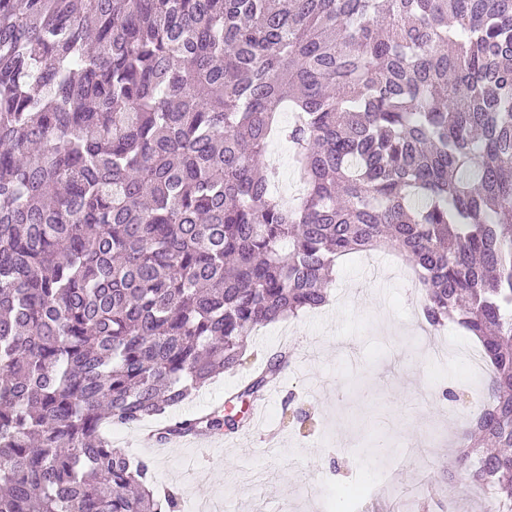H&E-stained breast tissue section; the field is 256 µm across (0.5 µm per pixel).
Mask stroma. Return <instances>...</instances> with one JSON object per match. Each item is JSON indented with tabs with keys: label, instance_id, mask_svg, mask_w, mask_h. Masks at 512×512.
Here are the masks:
<instances>
[{
	"label": "stroma",
	"instance_id": "obj_1",
	"mask_svg": "<svg viewBox=\"0 0 512 512\" xmlns=\"http://www.w3.org/2000/svg\"><path fill=\"white\" fill-rule=\"evenodd\" d=\"M408 264L394 251L337 263L329 305L256 328L245 360L170 412L181 420L223 405L282 349L293 361L249 436L192 439L180 448L150 439L147 424L112 433L133 459L150 461L158 489L212 512L283 507L322 512L335 490L364 474L377 486L354 512H478L482 498L457 463V441L489 395V374H471L464 352L479 341L448 325L418 335L423 301ZM460 401L445 400L446 390ZM320 488L304 494L303 486Z\"/></svg>",
	"mask_w": 512,
	"mask_h": 512
}]
</instances>
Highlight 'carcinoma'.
Listing matches in <instances>:
<instances>
[{"mask_svg":"<svg viewBox=\"0 0 512 512\" xmlns=\"http://www.w3.org/2000/svg\"><path fill=\"white\" fill-rule=\"evenodd\" d=\"M379 248L479 340L457 460L512 512V0H0V512H176L102 424L181 406Z\"/></svg>","mask_w":512,"mask_h":512,"instance_id":"1","label":"carcinoma"}]
</instances>
